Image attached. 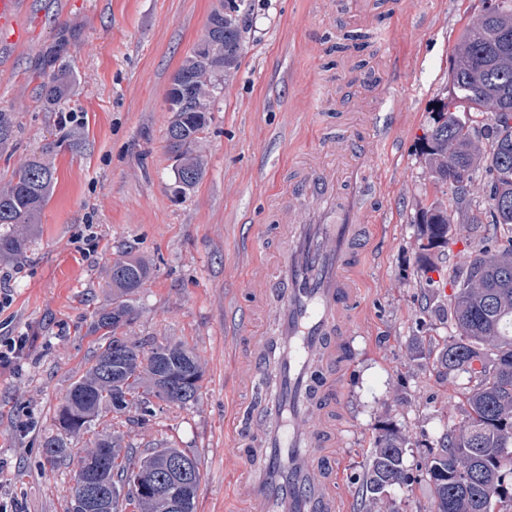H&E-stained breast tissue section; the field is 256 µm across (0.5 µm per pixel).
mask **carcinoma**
<instances>
[{
    "label": "carcinoma",
    "instance_id": "1",
    "mask_svg": "<svg viewBox=\"0 0 512 512\" xmlns=\"http://www.w3.org/2000/svg\"><path fill=\"white\" fill-rule=\"evenodd\" d=\"M248 0H220L207 31L186 53L167 93L173 116L166 128L180 192L194 189L206 173L203 139L214 100L210 89L228 82L247 53ZM68 44L60 36L47 54L58 65L42 85L44 103L58 104L73 73L62 62ZM422 157L431 184L450 188L455 204L439 199L417 219L423 225V250L447 243L448 225H470L479 238L465 277L453 295L455 335L433 347L435 362L450 375L468 378L464 424L445 436L442 453L427 463L434 512H492V503L512 502V0H488L484 12L461 29L448 67V97L422 137ZM55 182L51 163L42 157L22 162L0 188V259L23 254ZM490 204L488 222L471 208L474 183ZM150 268L133 249L111 267L112 298L93 317L91 331L103 344L90 366L71 385L54 415L52 432L41 440V456L57 465L71 458L68 438L90 431L113 413L133 411L138 419L154 415L152 399L187 407L198 398L203 366L184 343L150 348L124 333L139 315L135 295L150 279ZM409 440L387 430L378 435L362 479L364 507L388 498L412 477L404 456ZM184 455L177 448H124L97 434L79 457L106 459L99 479L112 486L110 512H170L164 489L135 494L125 489L133 477L142 485L160 483L168 460Z\"/></svg>",
    "mask_w": 512,
    "mask_h": 512
}]
</instances>
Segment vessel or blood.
Segmentation results:
<instances>
[{"mask_svg": "<svg viewBox=\"0 0 512 512\" xmlns=\"http://www.w3.org/2000/svg\"><path fill=\"white\" fill-rule=\"evenodd\" d=\"M20 4L0 0V32L14 44L26 37ZM359 143L345 135L324 148L358 163ZM376 195V183H341L333 167L293 165L261 228L274 261L250 264L248 301L224 307L234 389L249 397L242 419L224 421L240 512H354L339 491L338 372L363 308L352 271L368 250Z\"/></svg>", "mask_w": 512, "mask_h": 512, "instance_id": "b4317fda", "label": "vessel or blood"}]
</instances>
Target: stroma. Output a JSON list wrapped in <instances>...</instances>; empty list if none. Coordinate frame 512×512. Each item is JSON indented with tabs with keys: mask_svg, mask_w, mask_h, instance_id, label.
I'll use <instances>...</instances> for the list:
<instances>
[{
	"mask_svg": "<svg viewBox=\"0 0 512 512\" xmlns=\"http://www.w3.org/2000/svg\"><path fill=\"white\" fill-rule=\"evenodd\" d=\"M218 3L25 0L29 36L0 51V110L16 122L14 138L0 145V187L50 143L56 170L28 250L0 260V299L9 302L0 336L27 338L23 355L0 369V499L17 502L19 512H66L75 459L89 438H71L74 461L58 467L42 463L40 441L89 366L99 344L90 324L112 295L113 260L131 247L152 276L129 335L150 345L189 343L205 380L190 407L159 401L148 423L131 412L110 433L125 446L161 443L199 459L197 512H224L232 457L224 416L237 405L224 298L249 287L239 238L267 223L292 163L329 165L339 181L350 179L345 159L322 149L325 133L367 129L397 113L404 123L395 140H361L388 193L374 205L386 230L359 273L366 318L343 383L344 492L359 500L374 440L390 426L410 438L413 482L394 488L379 512H433L425 465L467 405L432 348L450 334L439 315L454 295L448 272L476 242L453 224L447 246L422 259L415 218L431 199L419 144L447 94L457 36L483 0H251L247 53L210 114L206 173L182 196L165 147L167 91ZM63 27L75 34L66 55L74 81L48 106L40 97L54 73L46 51ZM348 32L365 35V47L337 51Z\"/></svg>",
	"mask_w": 512,
	"mask_h": 512,
	"instance_id": "obj_1",
	"label": "stroma"
}]
</instances>
